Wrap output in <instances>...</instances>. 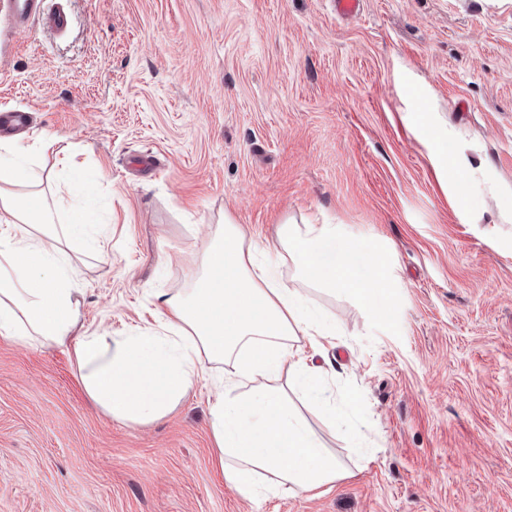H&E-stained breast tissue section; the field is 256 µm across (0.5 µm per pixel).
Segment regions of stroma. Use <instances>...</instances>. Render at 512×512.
<instances>
[{
  "mask_svg": "<svg viewBox=\"0 0 512 512\" xmlns=\"http://www.w3.org/2000/svg\"><path fill=\"white\" fill-rule=\"evenodd\" d=\"M67 32L0 35L13 139L51 137L88 179L104 254L81 322L157 325L231 216L282 282L283 221L383 251L393 322L349 294L315 364L348 421L298 407L348 477L248 500L224 484L208 365L166 417L128 425L86 395L72 352L0 337V512H512V0H62ZM458 157L444 171L437 148Z\"/></svg>",
  "mask_w": 512,
  "mask_h": 512,
  "instance_id": "obj_1",
  "label": "stroma"
}]
</instances>
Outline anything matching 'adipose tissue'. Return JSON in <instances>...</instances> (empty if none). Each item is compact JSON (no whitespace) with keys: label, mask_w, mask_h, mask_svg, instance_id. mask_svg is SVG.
Returning <instances> with one entry per match:
<instances>
[{"label":"adipose tissue","mask_w":512,"mask_h":512,"mask_svg":"<svg viewBox=\"0 0 512 512\" xmlns=\"http://www.w3.org/2000/svg\"><path fill=\"white\" fill-rule=\"evenodd\" d=\"M54 146L50 138L25 152L0 143V336L71 348L89 398L132 425L166 416L207 364L232 362L210 407L225 483L259 500L310 493L342 478V460L288 395L301 390L320 417L335 419L329 372L305 352L335 336V321L301 289L284 286L228 217L200 249L189 286L156 292L158 328L121 336L84 329L76 286L84 254L102 250L81 221L56 223L57 208L41 191L52 176L38 158ZM279 244L302 279L349 292L374 321L392 320L396 300L382 255L366 252L333 224H282Z\"/></svg>","instance_id":"adipose-tissue-1"}]
</instances>
